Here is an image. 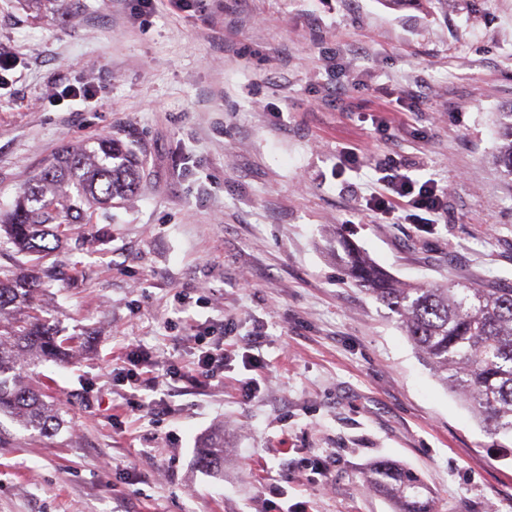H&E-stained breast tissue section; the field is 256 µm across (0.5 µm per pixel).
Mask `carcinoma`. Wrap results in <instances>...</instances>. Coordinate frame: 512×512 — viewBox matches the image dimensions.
Returning a JSON list of instances; mask_svg holds the SVG:
<instances>
[{
	"label": "carcinoma",
	"mask_w": 512,
	"mask_h": 512,
	"mask_svg": "<svg viewBox=\"0 0 512 512\" xmlns=\"http://www.w3.org/2000/svg\"><path fill=\"white\" fill-rule=\"evenodd\" d=\"M496 162L512 176V109L502 113ZM145 160L114 138L95 147L63 148L56 162L0 213V232L15 253L44 259L58 249L64 228L89 209L108 210L138 192ZM346 277L398 315L400 328L423 361L492 435L512 436V288L448 281L400 284L354 246L333 249ZM54 267L36 274L0 275V416L40 435L65 426L59 407L31 383L43 362L67 355L68 339L40 314L38 294L51 287ZM205 469L224 464V432L198 449ZM364 480L393 512H436L422 478L387 459L367 464Z\"/></svg>",
	"instance_id": "cac0c4a2"
}]
</instances>
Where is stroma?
Segmentation results:
<instances>
[{"mask_svg":"<svg viewBox=\"0 0 512 512\" xmlns=\"http://www.w3.org/2000/svg\"><path fill=\"white\" fill-rule=\"evenodd\" d=\"M0 53V206L67 144L146 159L137 195L49 258L41 303L75 343L37 373L67 426L0 418V512H392L362 480L379 458L438 512H512V437L343 280L325 235L401 283L512 288V176L493 161L512 0H0ZM390 156L445 213L367 209ZM209 331L224 376L198 384ZM136 346L182 372L153 410L125 380ZM218 427L220 474L196 455Z\"/></svg>","mask_w":512,"mask_h":512,"instance_id":"1","label":"stroma"}]
</instances>
